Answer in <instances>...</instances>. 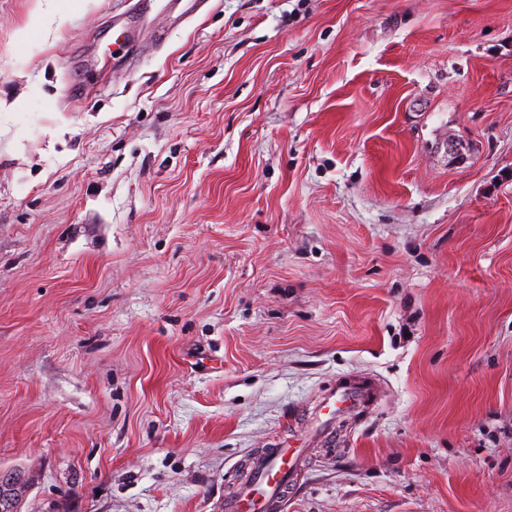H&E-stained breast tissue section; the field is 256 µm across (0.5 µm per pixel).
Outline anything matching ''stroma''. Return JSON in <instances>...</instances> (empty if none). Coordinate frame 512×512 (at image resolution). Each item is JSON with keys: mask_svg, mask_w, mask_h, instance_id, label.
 I'll list each match as a JSON object with an SVG mask.
<instances>
[{"mask_svg": "<svg viewBox=\"0 0 512 512\" xmlns=\"http://www.w3.org/2000/svg\"><path fill=\"white\" fill-rule=\"evenodd\" d=\"M0 0L21 512H512V0ZM377 401L320 414L336 384ZM88 2L87 0H47L46 9L39 14L33 28L48 32L57 16L61 18L69 10L83 8ZM288 438V444L265 448L254 456L236 490L224 498L225 512H276L289 475L299 468L308 448Z\"/></svg>", "mask_w": 512, "mask_h": 512, "instance_id": "stroma-1", "label": "stroma"}]
</instances>
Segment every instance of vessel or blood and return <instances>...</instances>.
<instances>
[{"label": "vessel or blood", "mask_w": 512, "mask_h": 512, "mask_svg": "<svg viewBox=\"0 0 512 512\" xmlns=\"http://www.w3.org/2000/svg\"><path fill=\"white\" fill-rule=\"evenodd\" d=\"M374 399L375 390L370 384H339L323 399L321 408L339 417ZM306 455V447L293 440L264 449L251 459L235 491L225 497L224 512H279L283 487Z\"/></svg>", "instance_id": "1"}]
</instances>
